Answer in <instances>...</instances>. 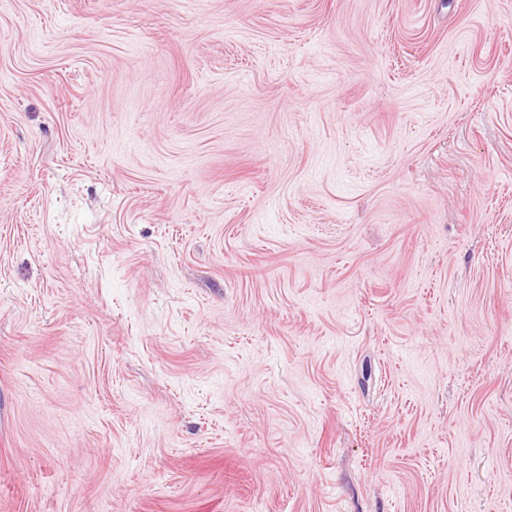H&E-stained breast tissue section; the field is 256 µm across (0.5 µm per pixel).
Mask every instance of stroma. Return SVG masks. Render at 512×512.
Masks as SVG:
<instances>
[{
    "instance_id": "35a3bbf8",
    "label": "stroma",
    "mask_w": 512,
    "mask_h": 512,
    "mask_svg": "<svg viewBox=\"0 0 512 512\" xmlns=\"http://www.w3.org/2000/svg\"><path fill=\"white\" fill-rule=\"evenodd\" d=\"M0 512H512V0H0Z\"/></svg>"
}]
</instances>
